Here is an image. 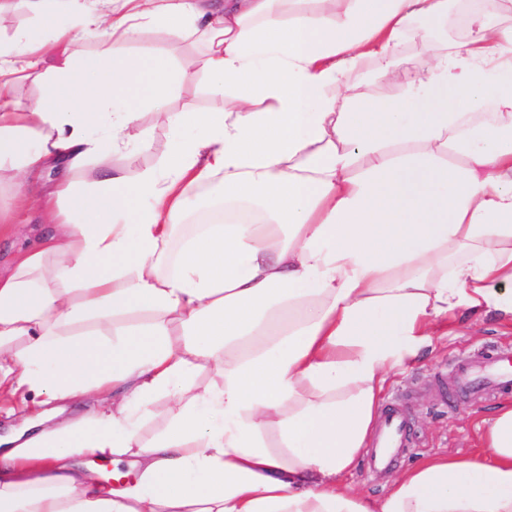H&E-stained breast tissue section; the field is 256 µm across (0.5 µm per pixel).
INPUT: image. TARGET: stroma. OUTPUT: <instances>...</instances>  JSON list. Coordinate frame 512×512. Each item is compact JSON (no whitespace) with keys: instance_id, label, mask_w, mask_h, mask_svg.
<instances>
[{"instance_id":"stroma-1","label":"stroma","mask_w":512,"mask_h":512,"mask_svg":"<svg viewBox=\"0 0 512 512\" xmlns=\"http://www.w3.org/2000/svg\"><path fill=\"white\" fill-rule=\"evenodd\" d=\"M0 208L12 210L16 223L23 226L20 234L0 237L2 267L22 246L24 237L44 235L50 227L41 222L36 207L16 208L9 187L0 188ZM491 348H512V322L492 311L460 310L449 318L446 335L434 337L415 358L389 372L381 400L399 401L410 424V447L396 463V470L436 454L479 455V427L505 400L491 390L477 399L457 395L451 386L455 360Z\"/></svg>"}]
</instances>
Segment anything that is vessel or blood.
<instances>
[{"mask_svg":"<svg viewBox=\"0 0 512 512\" xmlns=\"http://www.w3.org/2000/svg\"><path fill=\"white\" fill-rule=\"evenodd\" d=\"M490 386L503 392L512 390V351L493 349L457 364L455 391L475 396ZM409 444L405 415L396 405H387L377 438L366 456L368 470L378 472L387 469Z\"/></svg>","mask_w":512,"mask_h":512,"instance_id":"vessel-or-blood-1","label":"vessel or blood"}]
</instances>
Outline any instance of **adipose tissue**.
<instances>
[{"label": "adipose tissue", "mask_w": 512, "mask_h": 512, "mask_svg": "<svg viewBox=\"0 0 512 512\" xmlns=\"http://www.w3.org/2000/svg\"><path fill=\"white\" fill-rule=\"evenodd\" d=\"M24 3L0 184L64 176L54 232L0 271V404L33 405L0 436V512H512V406L487 461L424 458L380 498L336 482L390 370L457 310L512 317V23L475 11L452 44L450 0ZM64 14L96 58L67 55ZM147 26L166 54L131 52ZM200 73L221 111H171ZM145 104L169 140L133 176L110 159L152 150Z\"/></svg>", "instance_id": "ef3b65f1"}]
</instances>
